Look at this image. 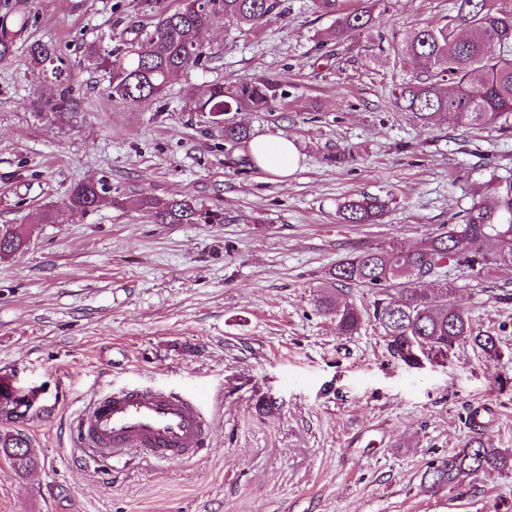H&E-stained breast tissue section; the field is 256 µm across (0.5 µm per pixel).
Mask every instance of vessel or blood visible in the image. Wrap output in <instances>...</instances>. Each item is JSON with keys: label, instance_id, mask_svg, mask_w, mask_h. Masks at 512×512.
<instances>
[{"label": "vessel or blood", "instance_id": "b4317fda", "mask_svg": "<svg viewBox=\"0 0 512 512\" xmlns=\"http://www.w3.org/2000/svg\"><path fill=\"white\" fill-rule=\"evenodd\" d=\"M81 449L101 460L138 452L158 462H180L209 447L202 403L164 387L130 384L93 397L70 427Z\"/></svg>", "mask_w": 512, "mask_h": 512}]
</instances>
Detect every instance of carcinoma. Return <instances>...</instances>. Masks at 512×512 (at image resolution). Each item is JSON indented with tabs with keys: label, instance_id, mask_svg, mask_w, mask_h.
Segmentation results:
<instances>
[{
	"label": "carcinoma",
	"instance_id": "1",
	"mask_svg": "<svg viewBox=\"0 0 512 512\" xmlns=\"http://www.w3.org/2000/svg\"><path fill=\"white\" fill-rule=\"evenodd\" d=\"M279 6V0H179L173 10L157 14L151 32L136 35L114 56L91 50L112 74L111 95L125 102L157 98L169 80L195 65L205 55L202 34L213 19L238 27L256 28ZM318 10L335 16L334 37L362 33L375 18L366 7L349 9L345 0H314ZM28 16L19 5L6 3L0 15V61L16 56L17 38L26 30ZM405 54L426 66L431 74L417 77L395 93V101L424 127L444 122L453 127L492 124L512 114V0H454L453 14L441 25H427L403 40ZM279 96L272 80L226 87L214 83L188 104L197 112L263 111ZM247 129L224 122V141H249ZM487 202L474 204L460 224L442 226L418 245L404 249L391 242L385 247L351 253L328 271L315 307L340 335L360 328L364 315L343 298L352 286L376 290L372 318L382 328L391 355L408 366L424 357L445 360L456 348L471 345L488 357L499 356L498 338L475 326L469 311L456 303L458 286L444 282L426 288L429 277L449 265L466 266L479 273L500 265L512 266V175L491 174L484 183ZM103 189L93 182L80 184L69 194L70 207L89 210L99 205ZM139 208L160 224H196L208 221L195 199L184 196L160 202L151 196L137 200ZM386 202L375 197H349L337 205L346 224H374ZM0 258L24 251L27 239L21 226H0ZM0 452L11 466L24 473L36 465L26 438L0 434ZM512 465V455L494 448L481 436L467 439L448 457L432 462L421 481L444 489Z\"/></svg>",
	"mask_w": 512,
	"mask_h": 512
}]
</instances>
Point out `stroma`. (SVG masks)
I'll return each instance as SVG.
<instances>
[{
	"label": "stroma",
	"mask_w": 512,
	"mask_h": 512,
	"mask_svg": "<svg viewBox=\"0 0 512 512\" xmlns=\"http://www.w3.org/2000/svg\"><path fill=\"white\" fill-rule=\"evenodd\" d=\"M25 3L18 59L0 63V225L30 237L0 260V381L39 406L0 430L23 433L38 464L21 474L0 456V512H512V468L441 491L421 482L472 436L474 410L489 409L483 436L512 451V267L447 273L498 336L497 360L462 346L410 368L374 321L340 336L315 307L340 259L460 223L489 172L512 169V122L425 128L394 103L419 72L403 38L446 22L453 0H377L372 29L337 39L312 0H281L253 30L218 18L201 64L134 104L108 95L89 50L152 30L142 0ZM37 41L63 81L25 65ZM268 79L282 92L271 110L228 118L295 141L284 182L185 105L217 81ZM88 181L104 201L70 209ZM146 194L187 195L218 218L159 224L136 205ZM362 195L387 201L382 218L342 223L338 203ZM132 383L209 396L208 451L85 457L75 414Z\"/></svg>",
	"instance_id": "1"
}]
</instances>
